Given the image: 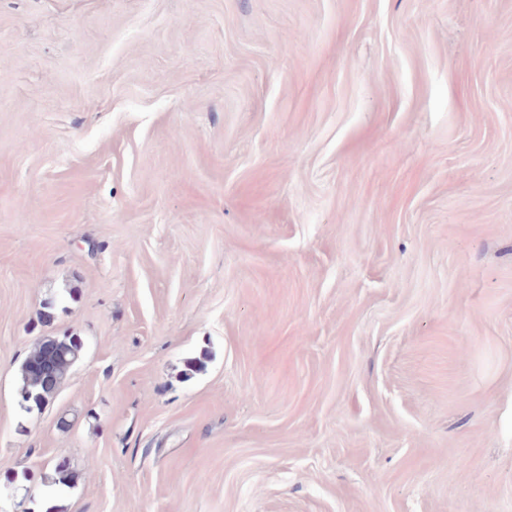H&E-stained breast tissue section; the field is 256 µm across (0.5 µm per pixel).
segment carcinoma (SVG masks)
I'll list each match as a JSON object with an SVG mask.
<instances>
[{"instance_id": "carcinoma-1", "label": "carcinoma", "mask_w": 512, "mask_h": 512, "mask_svg": "<svg viewBox=\"0 0 512 512\" xmlns=\"http://www.w3.org/2000/svg\"><path fill=\"white\" fill-rule=\"evenodd\" d=\"M83 344L76 336H44L20 368L19 396L26 412L42 411L54 398L81 357Z\"/></svg>"}]
</instances>
